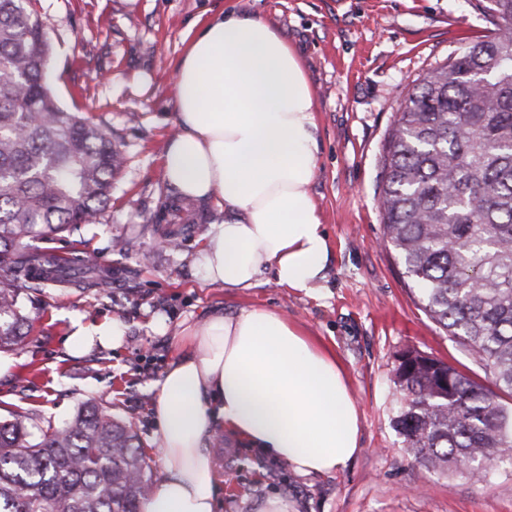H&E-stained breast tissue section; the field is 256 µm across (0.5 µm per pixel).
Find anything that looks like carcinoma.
Masks as SVG:
<instances>
[{
	"label": "carcinoma",
	"mask_w": 512,
	"mask_h": 512,
	"mask_svg": "<svg viewBox=\"0 0 512 512\" xmlns=\"http://www.w3.org/2000/svg\"><path fill=\"white\" fill-rule=\"evenodd\" d=\"M497 29L428 72L399 106L379 203L423 310L512 393V0H475ZM49 45L32 0H0V353L25 338L22 295L50 285L112 288L89 255L29 244L92 224L124 156L46 82ZM393 427L411 458L467 479L512 467V408L423 352L398 365ZM137 433L85 404L35 436L0 423V512H139L153 490Z\"/></svg>",
	"instance_id": "obj_1"
}]
</instances>
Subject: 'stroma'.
Masks as SVG:
<instances>
[{"mask_svg":"<svg viewBox=\"0 0 512 512\" xmlns=\"http://www.w3.org/2000/svg\"><path fill=\"white\" fill-rule=\"evenodd\" d=\"M51 46L50 91L64 111L100 123L125 157L96 223L43 243L87 252L112 272L109 292L71 285L26 295L29 335L0 379V421L23 415L32 432L65 425L86 403L140 438L155 481L157 426L151 387L174 354L170 328L215 309L282 311L340 361L360 413L359 451L330 475L301 477L224 432L208 448L219 512H253L279 496L288 512H512V469L466 480L428 470L404 453L392 426L401 353L450 362L484 386L493 380L435 324L386 242L379 208L381 155L404 94L432 68L496 30L471 0H37ZM235 10L270 21L301 54L317 101L318 173L310 191L332 244L327 282L312 297L263 285L229 292L204 283L193 259L224 213L168 187L162 157L176 131L174 70L197 20ZM178 232L173 248L165 238ZM128 326L122 349L69 355L66 313Z\"/></svg>","mask_w":512,"mask_h":512,"instance_id":"obj_1","label":"stroma"}]
</instances>
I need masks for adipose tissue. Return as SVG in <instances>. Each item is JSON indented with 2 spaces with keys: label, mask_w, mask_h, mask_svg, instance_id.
<instances>
[{
  "label": "adipose tissue",
  "mask_w": 512,
  "mask_h": 512,
  "mask_svg": "<svg viewBox=\"0 0 512 512\" xmlns=\"http://www.w3.org/2000/svg\"><path fill=\"white\" fill-rule=\"evenodd\" d=\"M178 133L163 176L181 198L215 202L194 264L203 281L250 289L272 277L304 294L323 287L329 235L310 192L318 170L316 102L302 61L268 20L234 11L193 31L175 69ZM128 326L70 318L69 353L117 349ZM177 354L152 385L165 478L140 512H218L207 444L217 429L301 476L332 474L359 449L343 370L281 312L216 311L179 322Z\"/></svg>",
  "instance_id": "ef3b65f1"
}]
</instances>
